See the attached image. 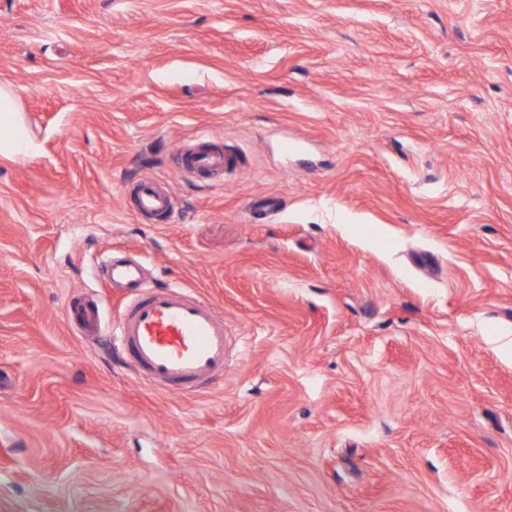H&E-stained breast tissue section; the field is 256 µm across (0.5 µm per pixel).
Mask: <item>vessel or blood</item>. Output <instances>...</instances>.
<instances>
[{"label":"vessel or blood","mask_w":512,"mask_h":512,"mask_svg":"<svg viewBox=\"0 0 512 512\" xmlns=\"http://www.w3.org/2000/svg\"><path fill=\"white\" fill-rule=\"evenodd\" d=\"M205 138L184 143L177 164L200 171H228L238 158L227 151H211ZM137 210L163 217L173 212L168 187L152 179L141 180L135 193ZM100 277L135 286L131 301L112 324L113 345L132 363L150 386L193 396L217 377L225 366L224 317L207 300L178 286L154 287L142 282L136 266L114 263L103 256Z\"/></svg>","instance_id":"vessel-or-blood-1"}]
</instances>
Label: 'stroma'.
Wrapping results in <instances>:
<instances>
[{
	"instance_id": "1",
	"label": "stroma",
	"mask_w": 512,
	"mask_h": 512,
	"mask_svg": "<svg viewBox=\"0 0 512 512\" xmlns=\"http://www.w3.org/2000/svg\"><path fill=\"white\" fill-rule=\"evenodd\" d=\"M1 83L0 512H512V0H0ZM109 251L217 305L223 380L68 322ZM22 106L12 89L0 86V155L15 160L36 156V143L26 135ZM208 137L196 136L192 142H185L177 149V165L180 168H191L200 171H228L236 167L238 158L226 150L211 151L206 149ZM137 210L163 216L167 219L173 212L171 192L168 187L153 179L141 180L135 193Z\"/></svg>"
}]
</instances>
